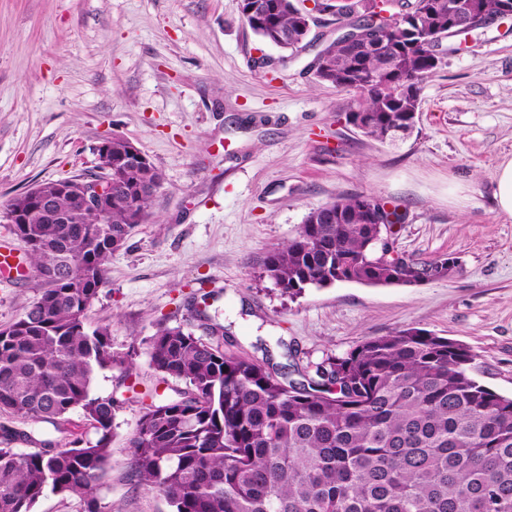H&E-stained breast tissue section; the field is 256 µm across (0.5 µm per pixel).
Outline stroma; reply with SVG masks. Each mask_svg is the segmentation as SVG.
Wrapping results in <instances>:
<instances>
[{
  "label": "stroma",
  "instance_id": "obj_1",
  "mask_svg": "<svg viewBox=\"0 0 512 512\" xmlns=\"http://www.w3.org/2000/svg\"><path fill=\"white\" fill-rule=\"evenodd\" d=\"M240 0H0V243L22 248L6 209L37 184L98 174L97 148L118 135L162 174L148 220L105 267L87 312L108 323L119 363L93 396L126 397L112 455L93 491L103 512H170L131 481L128 440L141 416L132 392L170 393L149 366L159 326L209 338L202 293L225 352L302 381L310 365L364 339L418 327L468 346L472 374L512 396V218L494 201L512 158V26L470 33L420 85L413 132L364 136L345 114L353 91L307 65L335 39L318 19L305 46L266 43ZM364 194L399 206L394 254L458 265L414 286L339 283L283 296L266 255L313 208ZM34 278L0 283V328L24 315Z\"/></svg>",
  "mask_w": 512,
  "mask_h": 512
}]
</instances>
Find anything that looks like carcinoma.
Wrapping results in <instances>:
<instances>
[{
    "label": "carcinoma",
    "mask_w": 512,
    "mask_h": 512,
    "mask_svg": "<svg viewBox=\"0 0 512 512\" xmlns=\"http://www.w3.org/2000/svg\"><path fill=\"white\" fill-rule=\"evenodd\" d=\"M379 0H340L345 18L377 15ZM459 0H412L409 18L391 33L400 49L380 73L377 51L353 55L341 39L319 51L320 82L361 93L350 111L368 118L362 133L385 140L413 128L418 85L438 70L430 42L448 32ZM491 19L512 0H466ZM245 23L265 43L297 51L310 14L297 0H240ZM112 208L77 211L58 181L37 189L71 216L53 224L26 191L7 209L26 213L13 225L35 273L37 295L25 315L0 329V412L54 427L58 436L0 424V512H32L51 491L78 494L86 512H102L93 489L111 457L122 401L93 397L97 371L117 362L106 323L91 329L87 311L104 284V266L149 215L161 174L133 144L114 136ZM377 199L340 197L307 213L297 234L268 253L263 274L293 298L338 282L391 285L416 280L443 257L407 264L372 257L382 230L370 215ZM149 365L162 380L184 384L141 407L130 478L163 496L172 512H512V397L471 374L473 355L456 341L409 327L371 336L342 357L314 365L306 382L284 383L256 360L227 353L192 332L162 325ZM79 409L93 440L59 435V421ZM19 440L35 451H19Z\"/></svg>",
    "instance_id": "cac0c4a2"
}]
</instances>
